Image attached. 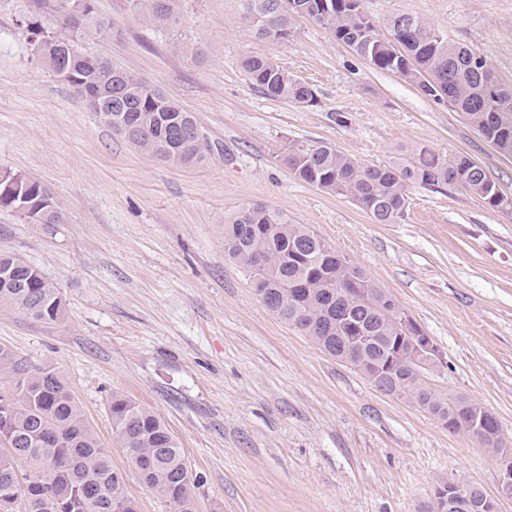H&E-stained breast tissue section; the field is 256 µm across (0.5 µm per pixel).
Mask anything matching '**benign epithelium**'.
<instances>
[{
  "label": "benign epithelium",
  "mask_w": 512,
  "mask_h": 512,
  "mask_svg": "<svg viewBox=\"0 0 512 512\" xmlns=\"http://www.w3.org/2000/svg\"><path fill=\"white\" fill-rule=\"evenodd\" d=\"M396 311L395 327L398 336L395 337V348L386 349L382 356L369 361L360 358L355 361H347L351 366L366 368L373 367L370 380L383 392L401 396L414 385V374L403 372L401 355L397 353L400 348H405L407 355L413 363V370L418 368H431L442 362V353L433 341L427 336L417 322L402 308L393 306ZM472 437L476 439L497 440L500 436V426L496 416L488 409L484 410L483 417L471 423ZM499 493L503 497L512 495V454L505 452L500 457V481ZM470 492L464 487L448 482L438 487L430 501L431 512H448V507L454 502L467 499Z\"/></svg>",
  "instance_id": "1"
}]
</instances>
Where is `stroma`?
I'll return each instance as SVG.
<instances>
[{
    "label": "stroma",
    "mask_w": 512,
    "mask_h": 512,
    "mask_svg": "<svg viewBox=\"0 0 512 512\" xmlns=\"http://www.w3.org/2000/svg\"><path fill=\"white\" fill-rule=\"evenodd\" d=\"M45 2L0 0V168L25 173L62 204L61 224L0 211V252L40 268L64 316L45 323L0 305V348L19 367L64 376L139 512H172L128 464L112 430L121 393L154 411L185 453L198 512H416L456 482L496 499L499 459L416 403L378 391L274 316L224 251V221L246 203L308 225L391 293L439 346L421 380L497 417L512 446V216L457 188L415 186L404 216L376 224L348 198L299 180L289 147L328 144L388 166L418 144L481 165L512 196V158L498 154L447 100L373 68L320 25L258 39L240 0H177L159 32L127 0H96L113 30L80 41L195 112L212 151L180 167L106 126L38 63L18 22ZM384 25L417 16L484 54L512 87V0H363ZM248 55L274 59L310 85L302 106L262 94Z\"/></svg>",
    "instance_id": "stroma-1"
}]
</instances>
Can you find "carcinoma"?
I'll list each match as a JSON object with an SVG mask.
<instances>
[{
	"instance_id": "obj_1",
	"label": "carcinoma",
	"mask_w": 512,
	"mask_h": 512,
	"mask_svg": "<svg viewBox=\"0 0 512 512\" xmlns=\"http://www.w3.org/2000/svg\"><path fill=\"white\" fill-rule=\"evenodd\" d=\"M362 0H241L242 18L263 39L288 38L300 19L311 20L373 67L416 84L421 91L448 103L503 156L512 157V95L500 96L495 74L476 68L480 53L448 41L424 20L398 13L387 20V34L364 22ZM93 16L90 29L102 34L114 22L100 15L95 0H81ZM144 23L163 29L176 20L175 0H128ZM28 43L44 63L78 92H112V106L100 120L115 129L132 127L125 137L143 151L162 155L177 166L206 161L207 138L193 113L160 88L96 56L82 52L81 32L65 16L46 26L38 15L18 21ZM396 41L389 48L387 44ZM242 68L250 81L272 99L303 106L316 103L314 90L270 58L247 56ZM285 163L300 180L323 191L350 198L376 224H394L402 216L407 192L421 187L453 186L493 209L512 214V197L504 194L484 169L465 155L448 157L426 145L406 151L390 166L368 165L328 145L293 147ZM0 210L27 224H60L64 211L40 182L12 170H0ZM224 250L242 265L261 297H273L268 309L298 328L319 347L336 353L381 354L396 335L393 318L381 309L389 293L379 288L352 260L305 224L262 204L247 203L224 221ZM262 258L263 266L255 265ZM0 305L31 317L55 322L64 314L58 287L41 270L14 253H0ZM362 283L361 299L336 302V296ZM0 370L12 371L0 407V438L8 453L0 454V499L15 501L14 512H137L124 490L123 472L112 463V452L101 446L94 429L68 389L62 375L50 368L17 369L13 355L0 349ZM435 417H457L450 426L468 433L471 410L479 403L466 397L444 401L422 387L406 394ZM110 412L127 461L140 480L174 512H196L191 478L182 448L154 412L119 394ZM23 460L36 472L31 480L9 461Z\"/></svg>"
}]
</instances>
